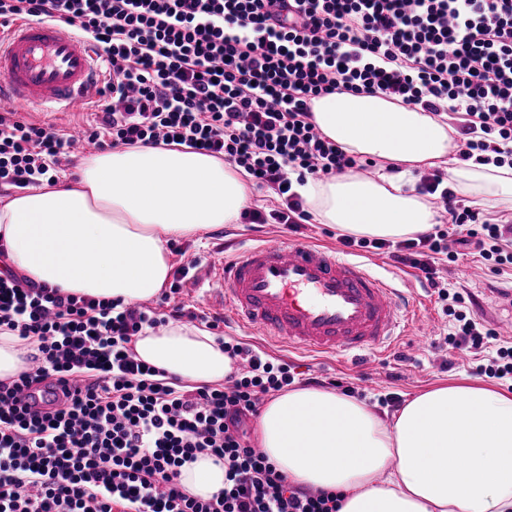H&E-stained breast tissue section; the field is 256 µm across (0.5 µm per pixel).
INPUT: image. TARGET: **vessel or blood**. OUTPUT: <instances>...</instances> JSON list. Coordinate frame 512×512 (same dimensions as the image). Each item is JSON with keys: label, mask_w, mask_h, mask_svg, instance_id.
<instances>
[{"label": "vessel or blood", "mask_w": 512, "mask_h": 512, "mask_svg": "<svg viewBox=\"0 0 512 512\" xmlns=\"http://www.w3.org/2000/svg\"><path fill=\"white\" fill-rule=\"evenodd\" d=\"M104 79L91 44L59 23L0 27V106L80 112ZM205 300L268 342L323 355L365 353L404 335L411 289L321 244L272 237L208 269Z\"/></svg>", "instance_id": "obj_1"}]
</instances>
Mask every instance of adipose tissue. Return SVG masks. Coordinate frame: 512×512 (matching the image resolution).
<instances>
[{
    "instance_id": "ef3b65f1",
    "label": "adipose tissue",
    "mask_w": 512,
    "mask_h": 512,
    "mask_svg": "<svg viewBox=\"0 0 512 512\" xmlns=\"http://www.w3.org/2000/svg\"><path fill=\"white\" fill-rule=\"evenodd\" d=\"M321 132L357 156L398 165L371 179L345 171L299 189L316 220L340 230L399 239L428 230L441 213L414 190L420 167L447 166L453 138L441 118L369 94L312 103ZM478 207L512 204V170L450 168ZM249 198L239 174L191 150L115 148L87 157L78 180L29 190L0 205L8 262L32 282L98 300L143 301L170 271L169 239L235 224ZM138 357L166 375L218 384L231 359L208 331L173 324L145 332ZM259 448L296 484L341 493L340 512H512V394L479 384L438 386L386 418L365 401L292 388L270 398ZM468 460L448 467V456ZM181 483L208 498L224 465L198 455Z\"/></svg>"
}]
</instances>
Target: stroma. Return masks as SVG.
I'll return each mask as SVG.
<instances>
[{
  "mask_svg": "<svg viewBox=\"0 0 512 512\" xmlns=\"http://www.w3.org/2000/svg\"><path fill=\"white\" fill-rule=\"evenodd\" d=\"M283 233L282 226L277 224H227L195 237L177 239L176 251L169 254L170 265L176 268L195 259L204 268L230 258L235 249ZM447 281L456 291L473 295L474 313L500 339L512 341V329L504 325L508 312L503 306L505 297L512 293V268L493 274L485 269L479 257L470 256L459 264L449 265ZM267 351L299 365L301 372L349 379L363 392L365 401L383 415L395 412L387 403L389 396L405 402L431 386L474 376L472 362H452L445 347L437 349L429 344L413 347L409 336L401 337L392 348L379 350L372 359L374 371L368 375L361 373L355 363L339 356L298 353L272 345Z\"/></svg>",
  "mask_w": 512,
  "mask_h": 512,
  "instance_id": "1",
  "label": "stroma"
}]
</instances>
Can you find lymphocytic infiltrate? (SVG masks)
Instances as JSON below:
<instances>
[{"label": "lymphocytic infiltrate", "mask_w": 512, "mask_h": 512, "mask_svg": "<svg viewBox=\"0 0 512 512\" xmlns=\"http://www.w3.org/2000/svg\"><path fill=\"white\" fill-rule=\"evenodd\" d=\"M65 24L99 50L97 149L185 146L224 160L279 199L244 223L297 233L311 220L295 190L360 160L314 121L313 99L376 94L447 117L462 162L512 168V0H0V26ZM73 157L68 132L0 111V190L53 181ZM418 194L450 221L389 241L339 235L347 248L386 251L420 271L453 327L444 343L485 356L478 374L512 379V345L488 353L487 328L441 267L476 249L491 272L512 265V225L466 205L441 171ZM196 261L178 267L160 312L64 295L0 273V330L25 369L0 381V512H338L340 496L294 484L251 438L269 394L294 384V365L225 337L224 320L172 304ZM188 319L212 331L234 371L219 385L188 383L139 360L143 330ZM224 462V488L204 499L180 484L198 455Z\"/></svg>", "instance_id": "lymphocytic-infiltrate-1"}]
</instances>
